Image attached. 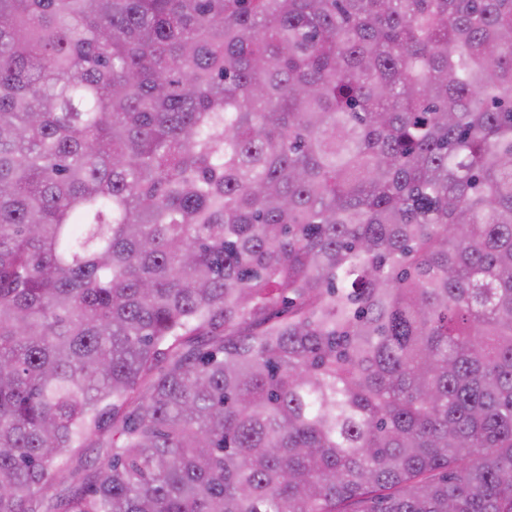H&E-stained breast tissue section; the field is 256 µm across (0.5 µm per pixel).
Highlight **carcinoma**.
Wrapping results in <instances>:
<instances>
[{
	"label": "carcinoma",
	"mask_w": 512,
	"mask_h": 512,
	"mask_svg": "<svg viewBox=\"0 0 512 512\" xmlns=\"http://www.w3.org/2000/svg\"><path fill=\"white\" fill-rule=\"evenodd\" d=\"M0 512H512V0H0Z\"/></svg>",
	"instance_id": "carcinoma-1"
}]
</instances>
